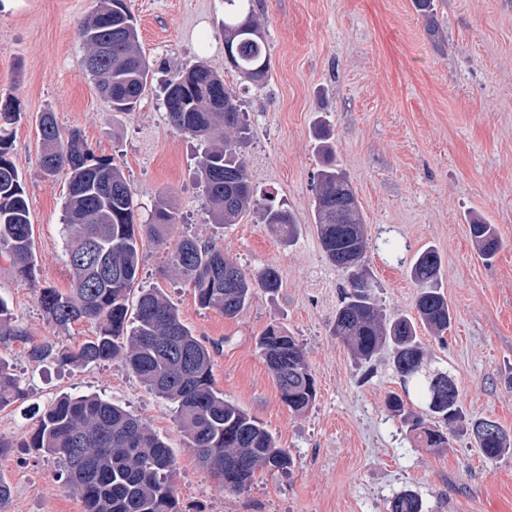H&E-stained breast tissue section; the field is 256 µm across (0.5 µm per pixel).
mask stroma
I'll list each match as a JSON object with an SVG mask.
<instances>
[{
	"instance_id": "35a3bbf8",
	"label": "stroma",
	"mask_w": 512,
	"mask_h": 512,
	"mask_svg": "<svg viewBox=\"0 0 512 512\" xmlns=\"http://www.w3.org/2000/svg\"><path fill=\"white\" fill-rule=\"evenodd\" d=\"M151 84L135 111L116 112L82 60L78 26L96 0H0V102L13 101L10 156L23 176L33 227V282L0 258V296L22 332L0 349L29 389L0 408V476L12 487L0 512H84L58 477L52 457L19 447L39 409L64 395L96 394L121 405L172 449L182 512H388L409 489L426 512H512V454L485 458L465 428L447 448L412 442L385 406L399 391L387 354L358 361L331 336L328 321L344 277L325 257L313 217L320 166L315 130H333L336 163L355 190L369 234L377 300L387 315H414L408 273L425 247L441 259L439 283L452 312L444 339L420 337L455 380L466 421L489 419L512 434V0H437L430 34L412 0H256L271 59L258 88L230 71L217 26L224 0H129ZM205 60L243 104L251 138L243 150L258 195L287 203L299 226L293 243L253 217L209 223L194 176L201 148L171 127L163 85ZM54 112L95 156L122 166L144 209L168 198L179 215L165 245L148 246L139 285L159 288L183 323L212 347L213 377L226 399L258 420L294 459L290 475L257 470L247 491L219 488L187 447L173 404L150 392L121 361L86 368L33 362L32 345H78L97 332L81 321L55 333L36 289L71 283L64 256V175L39 166V117ZM494 224L501 246L479 254L470 224ZM215 241L243 268L277 269L281 286L256 292L235 318L198 304L167 266L169 247ZM301 344L317 399L288 411L257 348L272 323Z\"/></svg>"
}]
</instances>
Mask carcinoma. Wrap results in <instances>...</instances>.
I'll return each instance as SVG.
<instances>
[{"label":"carcinoma","mask_w":512,"mask_h":512,"mask_svg":"<svg viewBox=\"0 0 512 512\" xmlns=\"http://www.w3.org/2000/svg\"><path fill=\"white\" fill-rule=\"evenodd\" d=\"M435 32V0H413ZM226 63L254 85L264 83L270 55L262 20L253 0H224ZM88 49L85 67L114 112L134 110L146 91L151 65L141 52L136 18L127 0H98L79 28ZM170 124L201 142L196 178L206 197V212L214 224H238L255 216L280 235H296L293 214L268 195L257 198L242 148L250 139L248 113L224 83L223 75L206 61L177 71L164 101ZM20 116L10 102L0 104V253L18 278L34 283V241L22 176L10 160L9 127ZM42 141L40 167L44 175L67 176L64 204L65 256L72 269L70 292L38 289L37 302L47 321L60 332L76 321L97 324L96 336L73 348L36 344L29 356L51 354L63 364L87 366L122 361L149 391L176 406L178 426L198 464L223 487L241 492L255 472L268 468L286 473L293 465L288 449L254 417L224 399L214 383L211 351L182 322L178 308L155 289L141 291L135 311L129 298L147 244H162L168 227L177 223L169 203L161 199L140 220L139 203L120 166L97 158L76 131L62 133L51 112L39 120ZM322 167L314 181V224L328 261L340 270L346 286L339 289L329 331L357 358L369 362L377 354L391 355L403 393L386 397L391 416L399 419L415 442L427 450L448 447V434L462 421L459 391L448 371L432 364L420 339V329L441 338L451 312L439 287L440 257L432 248L419 252L409 267L418 288L416 315L390 317L377 303L375 282L368 269L367 234L356 192L336 166L333 134L316 131ZM471 235L481 256L489 260L499 248L495 227L474 221ZM174 273L193 288L198 303L234 318L256 290L280 288L277 270L267 266L251 273L240 268L214 243L182 239L170 252ZM23 331L13 325L0 300V343ZM264 362L279 388L280 399L293 413L315 402V380L297 339L279 323L271 324L257 341ZM27 389L0 358V408L25 398ZM416 398L426 408L411 410ZM469 430L483 456L497 459L512 451V436L504 430L481 438ZM33 448L62 463L65 484L80 495L85 512H181L172 475L176 461L170 448L141 418L96 395L63 396L38 416L32 434L20 444L0 436L2 448ZM389 512H424L422 499L405 490L390 501Z\"/></svg>","instance_id":"obj_1"}]
</instances>
